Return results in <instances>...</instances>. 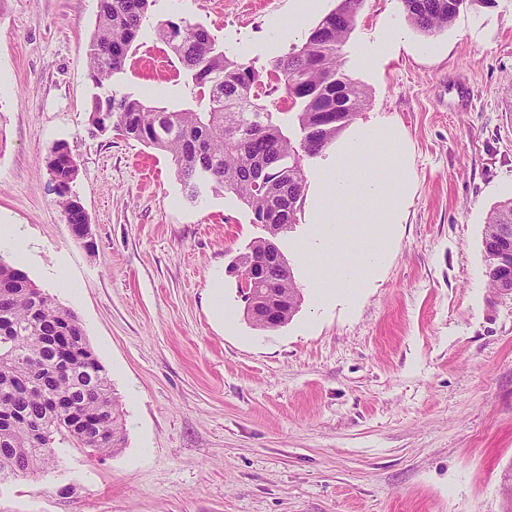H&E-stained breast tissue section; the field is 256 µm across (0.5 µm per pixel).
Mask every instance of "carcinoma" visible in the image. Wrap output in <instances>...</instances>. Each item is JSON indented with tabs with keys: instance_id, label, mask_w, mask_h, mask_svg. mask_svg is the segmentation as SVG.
<instances>
[{
	"instance_id": "cac0c4a2",
	"label": "carcinoma",
	"mask_w": 512,
	"mask_h": 512,
	"mask_svg": "<svg viewBox=\"0 0 512 512\" xmlns=\"http://www.w3.org/2000/svg\"><path fill=\"white\" fill-rule=\"evenodd\" d=\"M154 0H98L96 27L88 50L89 78L98 88L126 70L129 53ZM410 23L426 36L448 28L466 0H401ZM362 0H339L304 42L271 61L262 75L219 49L201 26L164 20L157 39L190 76L196 107L169 110L132 94L95 96L91 126L112 128L171 155L189 199L203 189L221 187L237 196L254 224H279L277 236L297 224L308 160L322 155L355 119L366 94L343 68L342 48L355 28ZM283 102L299 111L282 118L270 110ZM58 144L48 164L66 217L81 209L71 184L77 168ZM512 227V200L495 207L484 226L487 284L499 288L500 261L512 260V243L503 233ZM264 277L288 298L287 323L301 302L286 257L267 267ZM68 327L70 344L90 349L77 316L60 307L28 275L0 258V485L36 478L55 463V449L81 448L89 457L115 452L125 443L121 405L98 360L44 367L51 357L45 336L53 326ZM80 400L84 427L74 430L55 412L52 401L69 393Z\"/></svg>"
}]
</instances>
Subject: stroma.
I'll list each match as a JSON object with an SVG mask.
<instances>
[{"instance_id":"1","label":"stroma","mask_w":512,"mask_h":512,"mask_svg":"<svg viewBox=\"0 0 512 512\" xmlns=\"http://www.w3.org/2000/svg\"><path fill=\"white\" fill-rule=\"evenodd\" d=\"M295 0H155L110 91L172 110L193 84L155 36L169 19L206 28L227 55L266 71L291 37ZM98 0H7L0 11V217L27 228L28 277L80 319L124 412L125 445L63 448L36 480L0 486V512H505L512 470V296L490 293L488 213L512 198V0H471L447 30L411 28L401 0H363L343 53L367 93L359 120L400 127L415 192L386 265L352 307L321 308L296 246L278 245L301 290L273 330L211 313L210 276L263 236L232 193L183 192L171 158L118 131L91 135L87 47ZM405 28L428 55L380 68L356 48ZM68 143L72 192L90 224L76 239L48 162ZM63 265L73 296L49 273Z\"/></svg>"}]
</instances>
